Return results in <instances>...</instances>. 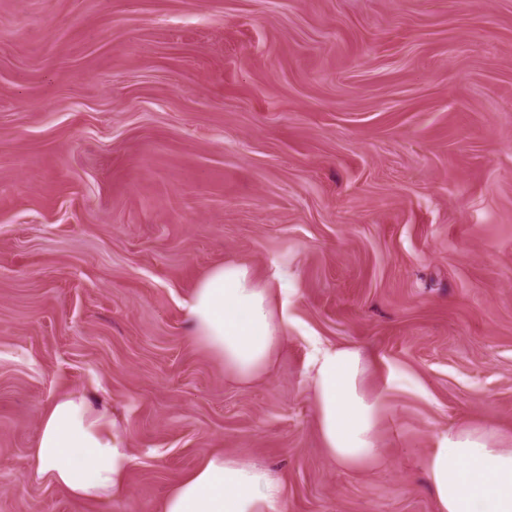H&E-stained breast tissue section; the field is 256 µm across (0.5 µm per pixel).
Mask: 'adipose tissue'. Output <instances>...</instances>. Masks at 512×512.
<instances>
[{"instance_id":"ef3b65f1","label":"adipose tissue","mask_w":512,"mask_h":512,"mask_svg":"<svg viewBox=\"0 0 512 512\" xmlns=\"http://www.w3.org/2000/svg\"><path fill=\"white\" fill-rule=\"evenodd\" d=\"M292 291L288 272L275 284L244 264L214 267L187 306L194 341L222 360L225 372L247 384L269 372L287 339L288 316L274 305ZM369 363L356 346L317 349L308 372L322 443L343 467L380 463V430L389 417L384 392L364 386ZM33 457L41 471L79 499L127 493L130 463L111 417L83 395L56 399L45 413ZM424 468L439 512H512V447L488 428L457 426L428 449ZM282 487L269 471L229 456L210 458L176 485L162 512H278Z\"/></svg>"}]
</instances>
